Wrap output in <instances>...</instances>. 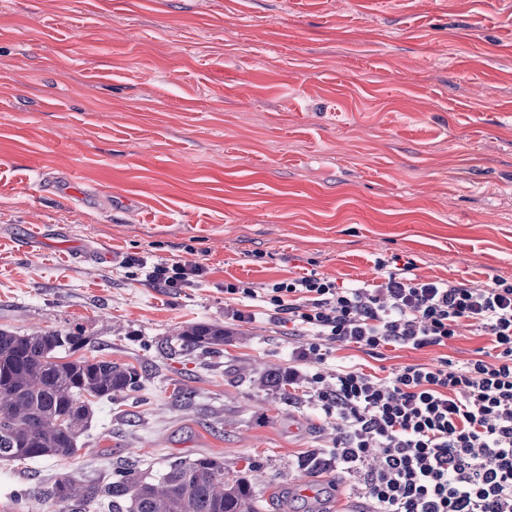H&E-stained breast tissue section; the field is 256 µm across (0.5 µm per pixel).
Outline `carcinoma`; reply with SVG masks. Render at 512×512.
<instances>
[{
    "instance_id": "cac0c4a2",
    "label": "carcinoma",
    "mask_w": 512,
    "mask_h": 512,
    "mask_svg": "<svg viewBox=\"0 0 512 512\" xmlns=\"http://www.w3.org/2000/svg\"><path fill=\"white\" fill-rule=\"evenodd\" d=\"M224 328L193 324L167 341L172 354H219ZM89 340L61 331L19 335L0 329V459L65 458L77 451L91 420L90 398L110 399L141 387L132 366L80 356L65 361ZM288 377L269 371L263 386L288 399ZM60 505L80 510L96 500L111 512H258L254 484L247 477L224 475V461L202 456L170 465L158 481H146L131 463L99 486L71 476L47 489Z\"/></svg>"
}]
</instances>
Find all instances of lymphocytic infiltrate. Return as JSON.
<instances>
[{"instance_id":"f902f5d3","label":"lymphocytic infiltrate","mask_w":512,"mask_h":512,"mask_svg":"<svg viewBox=\"0 0 512 512\" xmlns=\"http://www.w3.org/2000/svg\"><path fill=\"white\" fill-rule=\"evenodd\" d=\"M125 264L162 291L193 287L206 272L197 263ZM374 264L379 279L363 286L310 272L228 282L224 293L242 303L234 321L266 315L302 337L288 382L305 381L309 403L338 431L314 455L352 477L368 512H512V281H426L395 256ZM465 325L490 337L492 353L460 365L405 364L384 378L352 365L330 378L298 369L323 364L334 344L370 354L442 346Z\"/></svg>"}]
</instances>
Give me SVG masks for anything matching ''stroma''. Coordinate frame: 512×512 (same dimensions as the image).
<instances>
[{
    "mask_svg": "<svg viewBox=\"0 0 512 512\" xmlns=\"http://www.w3.org/2000/svg\"><path fill=\"white\" fill-rule=\"evenodd\" d=\"M391 255L425 280H512V0H0V329L78 332L143 375L94 403L73 456L0 459V512H62L45 491L66 475L134 462L154 482L200 456L262 467L259 512H362L347 474L297 465L334 425L301 386L260 384L298 337L233 321L224 284L369 282ZM128 256L206 273L161 292ZM195 323L225 329L221 355H168ZM490 345L348 346L321 371Z\"/></svg>",
    "mask_w": 512,
    "mask_h": 512,
    "instance_id": "35a3bbf8",
    "label": "stroma"
}]
</instances>
